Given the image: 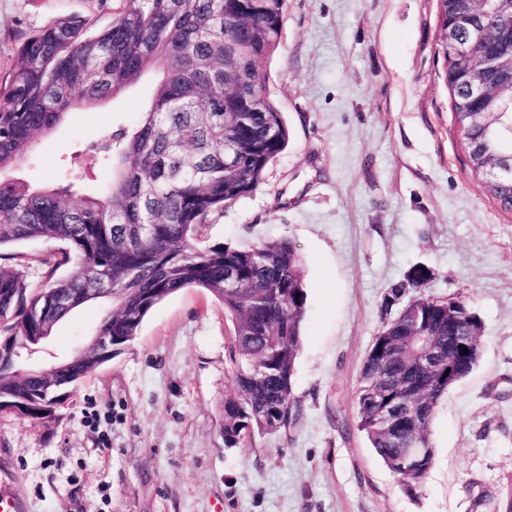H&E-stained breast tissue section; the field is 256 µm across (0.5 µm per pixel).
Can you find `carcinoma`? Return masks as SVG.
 I'll return each instance as SVG.
<instances>
[{
	"mask_svg": "<svg viewBox=\"0 0 512 512\" xmlns=\"http://www.w3.org/2000/svg\"><path fill=\"white\" fill-rule=\"evenodd\" d=\"M98 32L77 19L53 21L19 46L0 84V261L3 249L37 239L62 243L42 260L41 284L0 267V398L32 420L57 418L63 399L44 396L53 368L28 364L53 327L110 288L112 305L97 336L116 350L133 341L148 313L188 288L209 292L232 325L230 359L237 392L224 400V444L288 425L307 294L302 260L286 239L246 247H201V229L255 190L288 147L284 114L267 90L261 63L279 48L286 0H122ZM438 43L445 60L448 10L469 14V0H439ZM501 47L512 49V0H503ZM151 102L136 127H108L65 160L61 181L36 187L16 171L38 153L39 138L67 114L116 100L147 78ZM455 125L468 166L485 192L512 211V112L486 132L491 113L465 99L464 78L446 68ZM497 157L488 173V153ZM90 155L95 167H86ZM65 275L58 271L65 267ZM432 273L415 267L384 297L387 317L373 339L356 391L357 429L396 475L412 464L420 487L434 459L429 429L448 391L481 360V321L462 300L426 296L407 314L392 311ZM427 332L435 362L413 355ZM466 348H460V345ZM112 359L80 357L66 386Z\"/></svg>",
	"mask_w": 512,
	"mask_h": 512,
	"instance_id": "obj_1",
	"label": "carcinoma"
}]
</instances>
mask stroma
Masks as SVG:
<instances>
[{"instance_id":"1","label":"stroma","mask_w":512,"mask_h":512,"mask_svg":"<svg viewBox=\"0 0 512 512\" xmlns=\"http://www.w3.org/2000/svg\"><path fill=\"white\" fill-rule=\"evenodd\" d=\"M120 0H0V83L25 36L63 18L109 24ZM437 0H287L261 67L290 129L263 183L202 230L204 246L286 239L307 293L293 382L298 416L224 445L236 392L224 307L190 288L95 368L52 422L0 415V465L26 512H493L512 486V213L472 174L452 120ZM150 85L69 114L41 142L40 183L105 128L137 123ZM423 266L429 295L482 321L481 362L431 426L422 486L399 478L357 429L362 360L391 284ZM105 311L60 321L31 361L73 353Z\"/></svg>"}]
</instances>
